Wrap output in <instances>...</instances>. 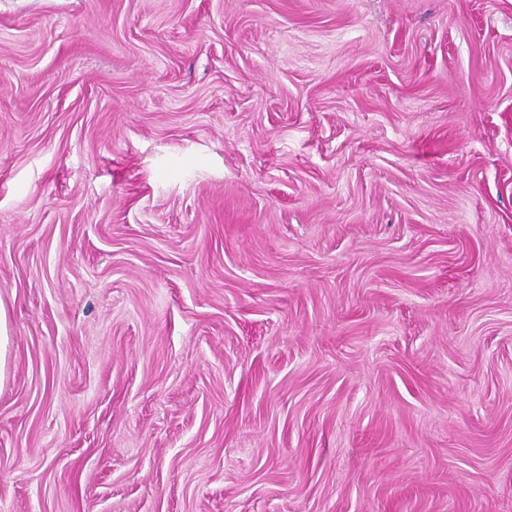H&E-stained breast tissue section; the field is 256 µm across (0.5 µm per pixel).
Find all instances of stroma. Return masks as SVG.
<instances>
[{"instance_id":"stroma-1","label":"stroma","mask_w":512,"mask_h":512,"mask_svg":"<svg viewBox=\"0 0 512 512\" xmlns=\"http://www.w3.org/2000/svg\"><path fill=\"white\" fill-rule=\"evenodd\" d=\"M0 512H512V0H0Z\"/></svg>"}]
</instances>
